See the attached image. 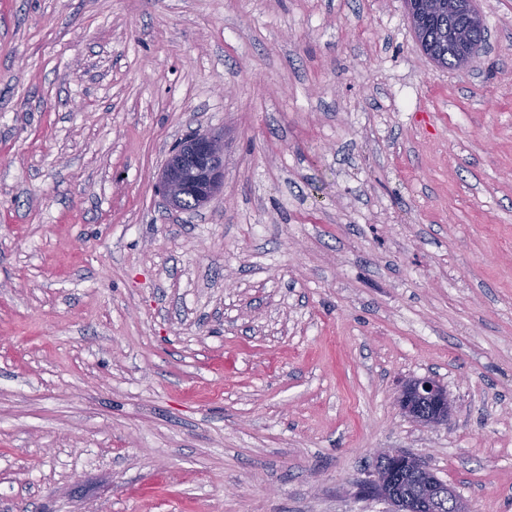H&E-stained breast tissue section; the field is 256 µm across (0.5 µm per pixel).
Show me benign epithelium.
I'll return each mask as SVG.
<instances>
[{"instance_id": "benign-epithelium-1", "label": "benign epithelium", "mask_w": 512, "mask_h": 512, "mask_svg": "<svg viewBox=\"0 0 512 512\" xmlns=\"http://www.w3.org/2000/svg\"><path fill=\"white\" fill-rule=\"evenodd\" d=\"M475 3L476 0H457L455 4V8L468 17L471 27V35L459 53V68L463 70L474 67L477 61L476 51L483 29V18ZM223 184L224 139L213 133H198L186 150L172 153L161 176V190L176 209H183L189 203L195 206L211 201ZM397 405L402 414L430 428L448 423L452 412L447 389L430 376L406 382L399 390ZM383 455L399 464L403 472L425 477L428 497L448 503V512H471L470 504L451 487L434 482L432 471L420 456L401 450L378 453L380 457ZM401 480L395 471L377 464L368 478L358 484V495L391 500L396 503L397 512H425L426 503L402 494Z\"/></svg>"}]
</instances>
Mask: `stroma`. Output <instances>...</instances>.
<instances>
[{
    "label": "stroma",
    "instance_id": "1",
    "mask_svg": "<svg viewBox=\"0 0 512 512\" xmlns=\"http://www.w3.org/2000/svg\"><path fill=\"white\" fill-rule=\"evenodd\" d=\"M0 0V512H512V0ZM224 136L197 210L158 192ZM448 389L430 429L395 398ZM476 0H457L454 5L467 17L448 16L447 9H441L431 15L413 17L410 5L406 3L408 14L416 36L424 53L438 66L454 68L456 59V45L453 40L454 33H464L471 27L470 39H466L459 53L458 69L474 67L477 61L476 51L481 43L483 18L475 6ZM185 160L192 165V178L183 174ZM161 190L170 205L185 209L211 201L224 184V139L213 133L193 136L186 150L178 149L170 155L161 176ZM397 405L402 414L430 428L447 424L452 412L447 389L430 376L406 382L399 390ZM380 450V449H379ZM378 450V451H379ZM377 451V453H378ZM376 453V464L368 478L358 484V495L362 498L379 497L396 503L398 512H428L427 503L415 501L402 494L399 490V482L403 479L397 476L394 470L384 468L380 464L381 456L386 455L403 468L405 474L411 473L423 476L427 479L428 497L437 502H448V512H471L470 504L462 499L447 485H438L431 477L432 471L425 461L413 453L405 451H381Z\"/></svg>",
    "mask_w": 512,
    "mask_h": 512
}]
</instances>
